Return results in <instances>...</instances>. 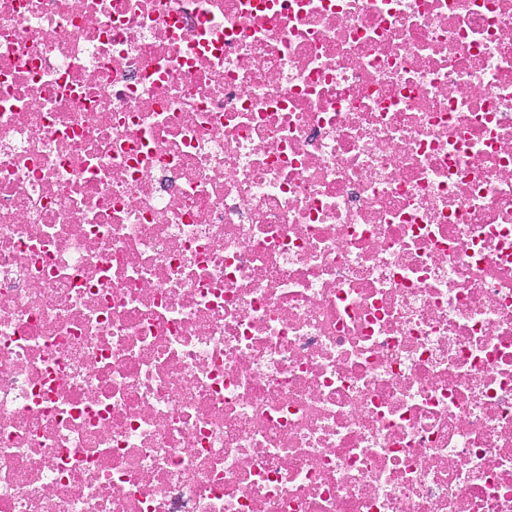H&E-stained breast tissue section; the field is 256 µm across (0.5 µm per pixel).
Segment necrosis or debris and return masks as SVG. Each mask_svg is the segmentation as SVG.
Here are the masks:
<instances>
[{
	"mask_svg": "<svg viewBox=\"0 0 512 512\" xmlns=\"http://www.w3.org/2000/svg\"><path fill=\"white\" fill-rule=\"evenodd\" d=\"M0 512H512V0H0Z\"/></svg>",
	"mask_w": 512,
	"mask_h": 512,
	"instance_id": "necrosis-or-debris-1",
	"label": "necrosis or debris"
}]
</instances>
